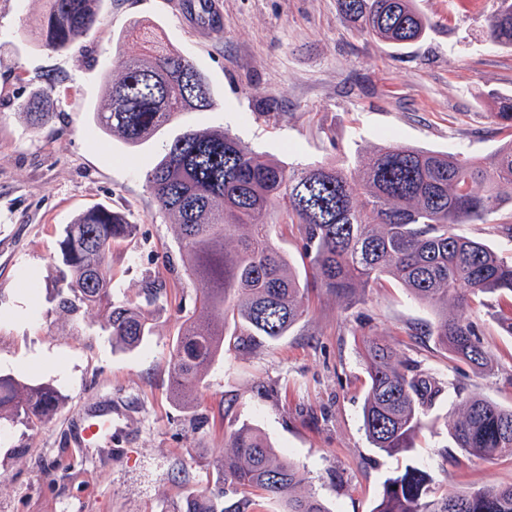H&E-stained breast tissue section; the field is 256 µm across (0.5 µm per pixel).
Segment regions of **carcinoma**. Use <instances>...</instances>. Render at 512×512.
<instances>
[{
    "label": "carcinoma",
    "instance_id": "obj_1",
    "mask_svg": "<svg viewBox=\"0 0 512 512\" xmlns=\"http://www.w3.org/2000/svg\"><path fill=\"white\" fill-rule=\"evenodd\" d=\"M32 41L67 51L97 21L102 0H46ZM347 21L379 41L402 45L423 37L428 19L415 0H338ZM495 46L512 48V0H499L487 23ZM140 57L117 52L121 78L107 85L108 103L93 112L96 125L136 148L185 112L214 108L204 74L149 26L139 28ZM48 92L28 101L32 124L56 114ZM495 118L512 129V96L496 101ZM158 209L177 226L179 247L190 257L200 314L187 319L171 356L173 397L189 407L193 394L225 342L253 349L271 344L308 315L306 295L316 288L352 301L391 281L435 309L425 329L451 357L486 369L491 357L466 316L477 298L512 299V257L454 231L486 224L512 203V138L489 157L412 147L388 139L353 164L299 166L272 159L224 129H188L166 145L146 172ZM295 226L308 271L299 273L277 246L274 227ZM133 225L104 207L67 225L59 241L61 311L103 312L101 328L116 346L139 347L152 335L150 307L164 286L141 289L146 305L112 299L109 255ZM369 376L364 430L387 454L406 452L442 385L377 338L363 340ZM49 385L0 374V420L35 430L58 408ZM455 447L494 460L512 457V407L473 394L446 421ZM230 452L217 460L215 488L186 498L185 512H249L254 494L277 512H331L302 490L304 478L290 458L248 425L225 434ZM431 477L408 465L384 483L375 512H512V485L455 489L431 495Z\"/></svg>",
    "mask_w": 512,
    "mask_h": 512
}]
</instances>
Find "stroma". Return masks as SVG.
Masks as SVG:
<instances>
[{
	"instance_id": "stroma-1",
	"label": "stroma",
	"mask_w": 512,
	"mask_h": 512,
	"mask_svg": "<svg viewBox=\"0 0 512 512\" xmlns=\"http://www.w3.org/2000/svg\"><path fill=\"white\" fill-rule=\"evenodd\" d=\"M216 2L221 19L201 37L161 0H104L97 24L58 52L31 41L45 0H0V374L51 385L60 397L39 430L0 422V512H184L189 493L213 488L225 432L244 423L291 458L305 490L332 512H375L384 481L409 465L431 475L437 494L512 484V457L463 454L444 426L463 396L512 406V337L499 331L494 307L476 300L467 315L491 354L488 372L415 335L436 313L388 282L354 302L309 291L308 315L288 336L225 348L191 407L171 396L172 347L199 292L174 224L146 186L169 141L189 128L227 127L287 163L351 161L388 136L484 157L504 137L495 98L512 95V49L485 35L498 0H417L430 27L404 47L357 33L336 0ZM141 23L205 74L216 106L184 113L130 149L101 133L91 111L121 76L116 50L141 54ZM42 89L56 117L35 129L25 106ZM95 207L133 226L109 256L113 299L138 300L149 279L166 289L152 336L133 350L113 346L100 312L67 318L57 309L58 241ZM510 224L508 204L491 223L455 231L512 256ZM367 337L385 339L445 387L409 451L389 455L366 437ZM101 406L112 409L111 440L79 447V420Z\"/></svg>"
}]
</instances>
